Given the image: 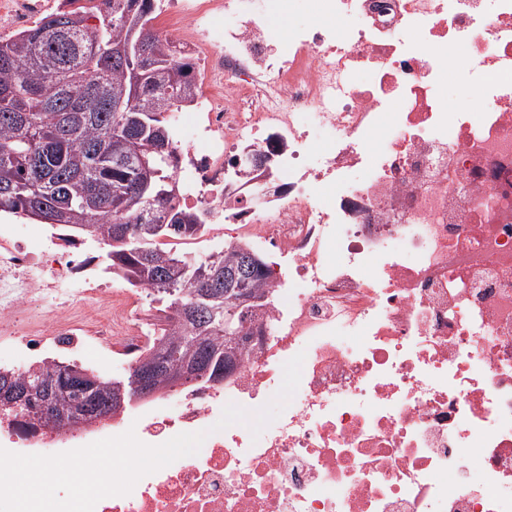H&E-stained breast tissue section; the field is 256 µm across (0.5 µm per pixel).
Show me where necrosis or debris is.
<instances>
[{
  "instance_id": "obj_1",
  "label": "necrosis or debris",
  "mask_w": 512,
  "mask_h": 512,
  "mask_svg": "<svg viewBox=\"0 0 512 512\" xmlns=\"http://www.w3.org/2000/svg\"><path fill=\"white\" fill-rule=\"evenodd\" d=\"M154 24L198 66L181 204L276 257L262 342L65 433L0 418V448L207 431L94 512H512V0H163ZM143 294L58 225L0 224V367L132 362L177 320ZM300 353L260 438L214 431Z\"/></svg>"
}]
</instances>
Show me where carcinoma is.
Listing matches in <instances>:
<instances>
[{
  "mask_svg": "<svg viewBox=\"0 0 512 512\" xmlns=\"http://www.w3.org/2000/svg\"><path fill=\"white\" fill-rule=\"evenodd\" d=\"M104 2L60 9L0 39V211L101 241L112 275L151 289L180 319L124 381L98 375L92 389L61 388L55 361L1 368L0 412L55 429L64 415L99 418L129 404L138 368L156 392L194 369H233L245 349L234 337L263 317L270 288L268 264L245 240L204 257L161 247L163 237L203 235L210 215L179 205L176 130L160 110L165 100L195 101L194 65L148 27L152 0ZM147 198L160 211L152 226ZM38 400L47 409H33Z\"/></svg>",
  "mask_w": 512,
  "mask_h": 512,
  "instance_id": "carcinoma-1",
  "label": "carcinoma"
}]
</instances>
